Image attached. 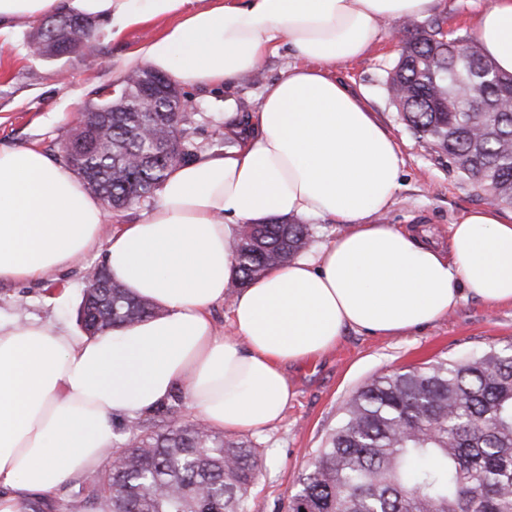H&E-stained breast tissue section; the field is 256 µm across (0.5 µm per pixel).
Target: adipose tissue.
<instances>
[{
	"label": "adipose tissue",
	"mask_w": 512,
	"mask_h": 512,
	"mask_svg": "<svg viewBox=\"0 0 512 512\" xmlns=\"http://www.w3.org/2000/svg\"><path fill=\"white\" fill-rule=\"evenodd\" d=\"M0 0V33L75 10L113 32L167 16L179 23L124 65L184 86L254 74L287 41L300 62L264 86L258 111L224 105L236 134L167 175L139 220L112 228L101 201L33 145L0 144V283L51 281L77 259L157 316L85 336L66 321L0 315V512L96 467L134 419L182 391L216 431H259L293 396L285 368L335 348L346 330L395 336L437 322L463 299L512 304V219L467 211L436 245L385 215L400 187L399 148L333 71L393 38L392 22L431 15L438 0ZM483 54L512 74V0L478 16ZM323 217L332 241L234 289L240 225ZM229 301L231 333L212 310Z\"/></svg>",
	"instance_id": "adipose-tissue-1"
}]
</instances>
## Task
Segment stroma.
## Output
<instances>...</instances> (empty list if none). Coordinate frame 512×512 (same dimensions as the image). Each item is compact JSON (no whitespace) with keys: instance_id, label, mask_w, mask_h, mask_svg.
Wrapping results in <instances>:
<instances>
[{"instance_id":"1","label":"stroma","mask_w":512,"mask_h":512,"mask_svg":"<svg viewBox=\"0 0 512 512\" xmlns=\"http://www.w3.org/2000/svg\"><path fill=\"white\" fill-rule=\"evenodd\" d=\"M491 0H440L436 17L462 35H474L476 18ZM174 16L140 23L113 34L109 22H99L95 41L99 55L93 66L78 59L45 61L29 57L26 42L38 22L17 23L0 35V143L35 145L51 155L71 136L78 113L93 103L92 89L121 81L125 59L141 45L177 24ZM401 45L383 40L366 58L337 68L336 76L360 95L375 112L381 126L398 144L404 165L389 223L420 226L440 242L448 240V226L466 211L485 206L486 195L474 181L461 178L406 128L392 105L386 85ZM294 51L280 43L258 71L233 85L217 89L186 87L182 94L198 108L187 144L194 152L220 151L224 135V102L233 100L238 111L254 112L263 85L279 80L296 63ZM84 258L55 280L0 286V307L10 296L23 297V313L44 320L55 315L53 297L66 293L78 307L84 289ZM512 343V305L487 304L470 298L446 318L401 336H373L346 331L336 348L322 356L291 365L286 374L295 395L280 422L250 438L263 466L250 492L251 512H286L299 472L313 461L342 415L350 395L377 375L422 367L438 359L479 353Z\"/></svg>"}]
</instances>
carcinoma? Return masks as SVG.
<instances>
[{
  "instance_id": "1",
  "label": "carcinoma",
  "mask_w": 512,
  "mask_h": 512,
  "mask_svg": "<svg viewBox=\"0 0 512 512\" xmlns=\"http://www.w3.org/2000/svg\"><path fill=\"white\" fill-rule=\"evenodd\" d=\"M442 20L403 21L400 56L387 72L390 98L407 129L448 165L476 181L491 204L512 208V75L500 72L465 35ZM74 40L91 61L97 47L79 28ZM471 96L458 94L460 85ZM129 103L97 133V147L64 160L92 193L121 211L153 199L170 168L191 158L185 133L195 112ZM180 142L181 149L169 146ZM310 224L286 219L246 224L233 243L238 286L283 265L313 241ZM87 271L99 288L83 295L77 320L93 335L157 314L105 268ZM159 431L137 430L114 446L109 468L87 478L77 506L107 512H250L262 460L249 440L227 438L166 409ZM39 497L22 512H71ZM287 512H512V344L478 356L437 360L378 376L345 403L314 461L295 481Z\"/></svg>"
}]
</instances>
